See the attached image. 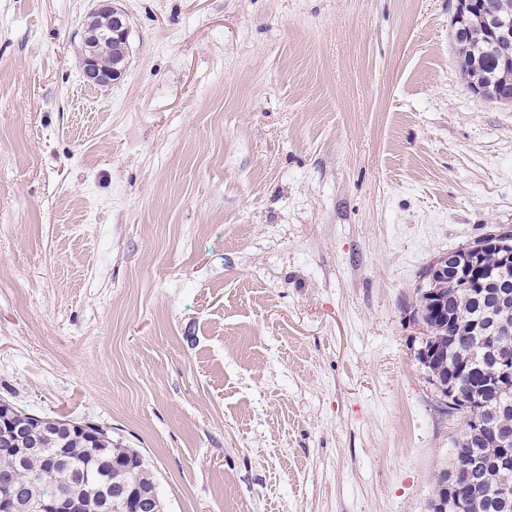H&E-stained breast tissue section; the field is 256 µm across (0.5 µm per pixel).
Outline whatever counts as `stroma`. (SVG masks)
Wrapping results in <instances>:
<instances>
[{
  "instance_id": "35a3bbf8",
  "label": "stroma",
  "mask_w": 512,
  "mask_h": 512,
  "mask_svg": "<svg viewBox=\"0 0 512 512\" xmlns=\"http://www.w3.org/2000/svg\"><path fill=\"white\" fill-rule=\"evenodd\" d=\"M0 0V400L140 449L165 512H427L462 430L423 271L512 229L454 0ZM88 13V20L83 30V79L90 86L102 83L112 84L120 80L125 72V63L122 60L114 62L110 69L103 70L100 64V48L103 43L112 45L114 40H127L129 27L123 12L117 8L112 0H95ZM108 16L111 20L109 27L98 24L100 16Z\"/></svg>"
}]
</instances>
